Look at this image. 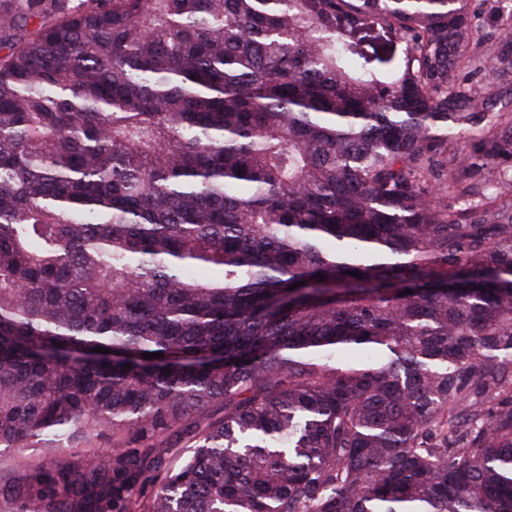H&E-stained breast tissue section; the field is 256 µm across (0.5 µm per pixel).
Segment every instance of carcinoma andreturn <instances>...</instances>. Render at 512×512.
<instances>
[{
  "instance_id": "cac0c4a2",
  "label": "carcinoma",
  "mask_w": 512,
  "mask_h": 512,
  "mask_svg": "<svg viewBox=\"0 0 512 512\" xmlns=\"http://www.w3.org/2000/svg\"><path fill=\"white\" fill-rule=\"evenodd\" d=\"M470 2L0 3V457L112 435L0 512H512V106L467 85L512 16Z\"/></svg>"
}]
</instances>
